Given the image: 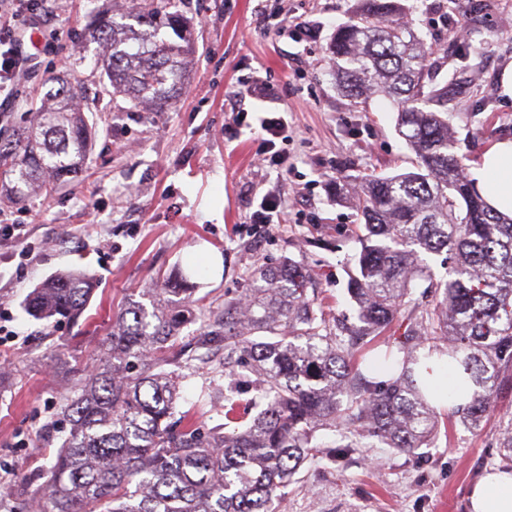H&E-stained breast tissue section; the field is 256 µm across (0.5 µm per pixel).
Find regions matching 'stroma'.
Wrapping results in <instances>:
<instances>
[{
  "instance_id": "1",
  "label": "stroma",
  "mask_w": 512,
  "mask_h": 512,
  "mask_svg": "<svg viewBox=\"0 0 512 512\" xmlns=\"http://www.w3.org/2000/svg\"><path fill=\"white\" fill-rule=\"evenodd\" d=\"M105 0H55L57 20L38 13L19 28L29 54L14 96L0 104V129L13 130L38 106L57 73H67L96 131L87 170L50 198L0 200V221L26 225L32 255L20 261L0 244V309L11 313L0 340V512H16L47 481L62 443L63 398L98 365L112 313L133 290L185 272L205 314L244 294L251 272L301 261L317 282L327 317L353 318L347 270L360 230L354 202H337L336 179L356 181L411 169L414 154L379 97L352 107L336 84L328 46L357 0H173L194 28L191 94L164 112H145L106 92L81 33ZM417 33L431 45L439 75L457 73L453 125L458 151L475 162L492 141L512 137V99L500 91L512 62V0H400ZM264 8L269 23L257 18ZM287 18L286 30L276 21ZM60 25L62 38L51 29ZM275 84L288 110L289 139L279 148L287 170L256 167L264 136L238 109L259 110L227 94L241 80ZM279 192L287 221L255 242L249 216L268 191ZM223 260L211 273L199 257ZM67 269L94 274L97 290L74 324L30 317L23 301L33 287ZM203 321L182 331L169 371L180 385L179 411L206 429L224 425V346L198 345ZM65 366L53 369L56 358ZM512 418V395L481 432L456 426L451 437L408 455L362 443L345 457H317L298 482L279 490L276 512H466V494L484 470L504 467L497 438Z\"/></svg>"
}]
</instances>
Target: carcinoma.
Returning a JSON list of instances; mask_svg holds the SVG:
<instances>
[{
	"mask_svg": "<svg viewBox=\"0 0 512 512\" xmlns=\"http://www.w3.org/2000/svg\"><path fill=\"white\" fill-rule=\"evenodd\" d=\"M170 4L142 0L134 12L109 5L85 31L112 93L153 112L183 92L193 52L190 22ZM399 13L395 0H362L329 46L344 96L355 104L389 99L416 155L413 169L367 177L356 192L365 234L347 293L361 346L337 334L302 263L290 258L254 273L243 297L224 301L216 329L200 333L208 347L224 332L232 381L226 431L192 423L177 430L179 385L164 370L165 353L191 322L188 289L166 281L129 295L112 315L103 361L61 407L69 431L38 497L40 512H273L277 491L308 459L355 448L353 437L405 452L428 448L438 420L414 366L418 350L436 340L448 346L431 351L448 356V369L463 368L472 386L470 401L450 411L463 425L481 430L512 391V217L472 189L448 112L456 74L433 79L431 46L412 23L393 19ZM94 137L76 87L52 83L12 136L0 137V192L20 204L74 181ZM443 252L447 272L437 279L427 257ZM421 280L436 303L419 310L394 350L384 335ZM96 286L85 270L62 271L23 306L35 319L77 322ZM395 366L398 375L373 377ZM252 375L257 400L242 398ZM318 427L338 432L333 449L312 443Z\"/></svg>",
	"mask_w": 512,
	"mask_h": 512,
	"instance_id": "obj_1",
	"label": "carcinoma"
}]
</instances>
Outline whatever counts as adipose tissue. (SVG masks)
<instances>
[{
    "label": "adipose tissue",
    "mask_w": 512,
    "mask_h": 512,
    "mask_svg": "<svg viewBox=\"0 0 512 512\" xmlns=\"http://www.w3.org/2000/svg\"><path fill=\"white\" fill-rule=\"evenodd\" d=\"M468 174L489 205L512 216V138L491 142ZM467 512H512V469L481 476L468 491Z\"/></svg>",
    "instance_id": "ef3b65f1"
}]
</instances>
